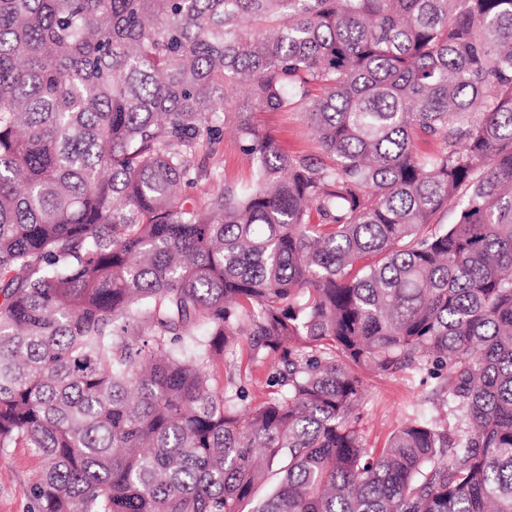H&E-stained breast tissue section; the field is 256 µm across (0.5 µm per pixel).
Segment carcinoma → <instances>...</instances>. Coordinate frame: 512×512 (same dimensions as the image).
<instances>
[{
  "instance_id": "cac0c4a2",
  "label": "carcinoma",
  "mask_w": 512,
  "mask_h": 512,
  "mask_svg": "<svg viewBox=\"0 0 512 512\" xmlns=\"http://www.w3.org/2000/svg\"><path fill=\"white\" fill-rule=\"evenodd\" d=\"M411 368L456 424L364 447L363 375ZM16 447L37 512H512V0H0ZM258 119L262 129L275 139L284 152L320 154L310 129L297 112H261ZM206 167L214 172L213 178L217 176L223 182L224 178L242 181L249 177L248 165L230 130L224 134V141L216 147L215 154L206 160ZM219 381L224 383L228 375H233L236 380L241 381L245 388L248 398L247 403H257L262 401L270 392L267 385V378L270 374V368L265 363H255L249 361L245 347H240L236 352L224 357V366H218Z\"/></svg>"
}]
</instances>
